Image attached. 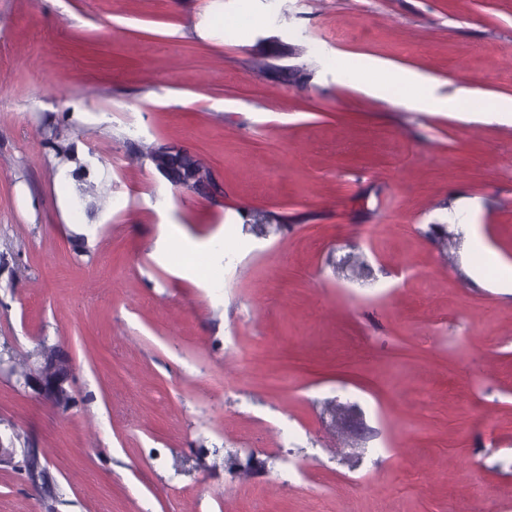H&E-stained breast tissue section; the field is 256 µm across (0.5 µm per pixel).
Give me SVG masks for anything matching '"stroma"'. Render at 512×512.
Wrapping results in <instances>:
<instances>
[{"label":"stroma","mask_w":512,"mask_h":512,"mask_svg":"<svg viewBox=\"0 0 512 512\" xmlns=\"http://www.w3.org/2000/svg\"><path fill=\"white\" fill-rule=\"evenodd\" d=\"M375 62L466 101L338 74ZM507 99L512 0H0V512H512ZM76 147L86 236L56 205ZM167 224L223 241L221 290ZM402 85L409 99L420 100L423 107L431 112L450 110L461 103V99H447L433 94L428 82L418 75L406 76ZM163 147L164 146H160V149L153 153V157L158 155L164 165L174 166L178 163L177 170L180 173L182 170L185 177H197L199 181L209 180L213 177V173L210 167L206 166L198 160H194L186 153L184 154L191 157L192 159L181 158L179 152H177L175 149ZM159 170H161L165 175H167L175 185L191 189L200 195L209 197L221 192L215 180H213L212 182L196 183L191 179L176 176L169 169H166L163 166H161ZM161 248L168 249L181 255L186 267H209L206 259L213 256L210 248L205 244H196L183 237L175 228H171L167 235L161 239ZM44 369L46 372V379L48 384H51L49 388V393L55 396V398L62 402L66 400L67 396L65 395V390L63 389L60 378L64 372V366L62 362L47 358L44 363Z\"/></svg>","instance_id":"1"}]
</instances>
